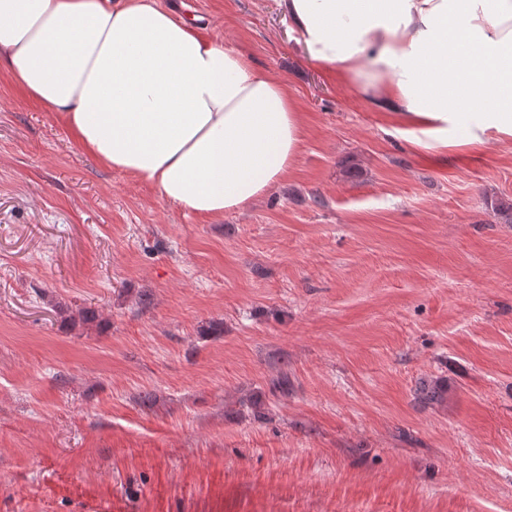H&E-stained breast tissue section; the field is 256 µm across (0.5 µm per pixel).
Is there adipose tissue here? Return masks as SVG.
I'll list each match as a JSON object with an SVG mask.
<instances>
[{
    "mask_svg": "<svg viewBox=\"0 0 512 512\" xmlns=\"http://www.w3.org/2000/svg\"><path fill=\"white\" fill-rule=\"evenodd\" d=\"M309 60L435 152L512 142V0H282ZM80 146L182 209L248 208L296 161L294 98L160 0H0V66Z\"/></svg>",
    "mask_w": 512,
    "mask_h": 512,
    "instance_id": "obj_1",
    "label": "adipose tissue"
}]
</instances>
